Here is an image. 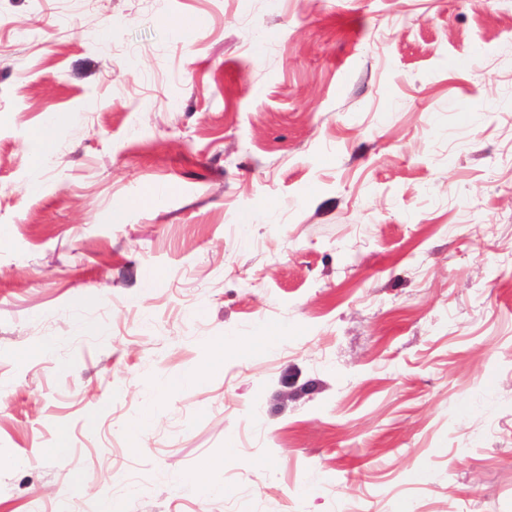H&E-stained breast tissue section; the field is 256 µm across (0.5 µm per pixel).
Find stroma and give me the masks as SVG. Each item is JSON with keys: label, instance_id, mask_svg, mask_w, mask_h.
<instances>
[{"label": "stroma", "instance_id": "1", "mask_svg": "<svg viewBox=\"0 0 512 512\" xmlns=\"http://www.w3.org/2000/svg\"><path fill=\"white\" fill-rule=\"evenodd\" d=\"M63 502L512 512V0H0V512Z\"/></svg>", "mask_w": 512, "mask_h": 512}]
</instances>
